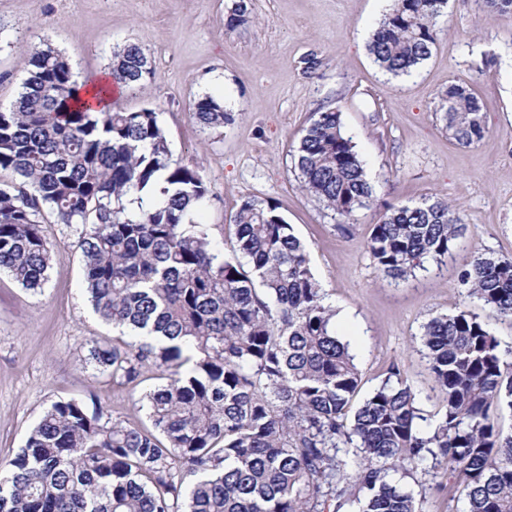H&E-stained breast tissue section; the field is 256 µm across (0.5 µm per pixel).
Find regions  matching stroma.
<instances>
[{
    "label": "stroma",
    "mask_w": 512,
    "mask_h": 512,
    "mask_svg": "<svg viewBox=\"0 0 512 512\" xmlns=\"http://www.w3.org/2000/svg\"><path fill=\"white\" fill-rule=\"evenodd\" d=\"M246 2L244 22L230 24ZM392 0H0V106L21 90L33 53L51 44L77 83L102 78L112 52L139 44L153 68L140 89L113 88L112 108L158 112L175 160L196 167L211 200L204 223L231 224L248 199L271 201L310 247L312 268L336 310L333 325L356 356L359 406L391 373L418 391L432 428L443 394L430 375L420 335L429 319L468 305L460 274L475 252L512 258V13L483 0H448L429 59L407 77L384 74L368 43ZM319 66L307 73L304 60ZM465 83L478 97L488 137L465 147L446 127L443 95ZM220 99L232 115L201 128L192 104ZM335 110L374 188L369 207L346 218L303 190L292 154L314 113ZM447 198L467 226L446 263L414 277L383 278L367 249L389 203ZM60 259L43 292L0 274V461L11 459L54 401L97 395L102 406L146 422L140 387L113 384L87 361L90 340L118 333L93 311L83 285L79 226L43 216ZM421 512H467L445 467L427 460L402 480Z\"/></svg>",
    "instance_id": "obj_1"
}]
</instances>
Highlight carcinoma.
Listing matches in <instances>:
<instances>
[{
  "mask_svg": "<svg viewBox=\"0 0 512 512\" xmlns=\"http://www.w3.org/2000/svg\"><path fill=\"white\" fill-rule=\"evenodd\" d=\"M447 0H393L372 36L374 62L402 77L427 60ZM152 75L141 46L113 53L109 83ZM448 133L464 146L487 135L469 87L448 86ZM62 53L37 50L22 90L0 108V272L41 290L57 253L39 215L81 226L86 290L123 339L95 341L94 369L121 385L147 364L167 370L146 390L151 428L82 399L53 402L26 443L0 464V512H421L391 478L427 458L464 486L467 512H512V433L491 413L512 410V374L488 320L512 321V258L474 256L461 275L467 307L430 319L422 333L429 373L444 393L432 429L417 394L386 379L349 412L360 373L332 327L335 311L306 246L273 202L245 200L232 255L195 220L210 190L172 158L152 108L88 112ZM196 121L232 120L210 95ZM301 186L339 215L367 207L373 186L340 113L316 112L293 156ZM464 224L445 198L386 207L367 247L380 273L405 281L427 259L443 262Z\"/></svg>",
  "mask_w": 512,
  "mask_h": 512,
  "instance_id": "1",
  "label": "carcinoma"
}]
</instances>
